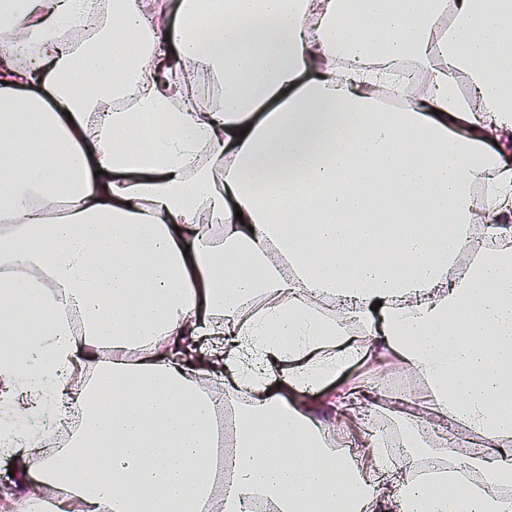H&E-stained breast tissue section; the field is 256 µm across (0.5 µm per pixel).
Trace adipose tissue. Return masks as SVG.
Returning <instances> with one entry per match:
<instances>
[{
	"instance_id": "ef3b65f1",
	"label": "adipose tissue",
	"mask_w": 512,
	"mask_h": 512,
	"mask_svg": "<svg viewBox=\"0 0 512 512\" xmlns=\"http://www.w3.org/2000/svg\"><path fill=\"white\" fill-rule=\"evenodd\" d=\"M99 9L0 0V385L44 423L84 415L31 501L65 469L75 512H512L493 490L512 466V168L486 150L512 145V0H178L170 27L149 0ZM404 60L424 88L384 111ZM315 295L364 333L319 321ZM379 344L425 377L418 410L481 431L484 486L419 483L376 448L349 464L287 403ZM207 371L249 399L219 496Z\"/></svg>"
}]
</instances>
